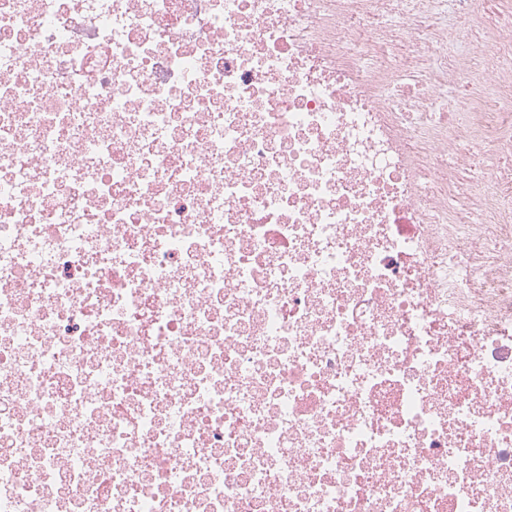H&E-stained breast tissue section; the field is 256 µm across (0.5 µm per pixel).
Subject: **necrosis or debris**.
Segmentation results:
<instances>
[{"instance_id": "1", "label": "necrosis or debris", "mask_w": 512, "mask_h": 512, "mask_svg": "<svg viewBox=\"0 0 512 512\" xmlns=\"http://www.w3.org/2000/svg\"><path fill=\"white\" fill-rule=\"evenodd\" d=\"M0 512H512V0H0Z\"/></svg>"}]
</instances>
